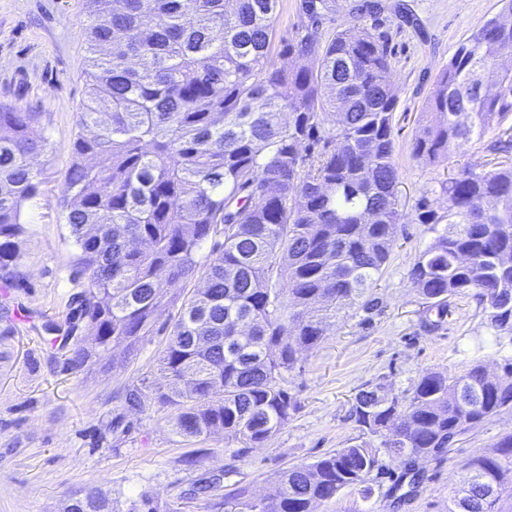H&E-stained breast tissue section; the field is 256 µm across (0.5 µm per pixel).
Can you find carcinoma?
Masks as SVG:
<instances>
[{
  "instance_id": "1",
  "label": "carcinoma",
  "mask_w": 512,
  "mask_h": 512,
  "mask_svg": "<svg viewBox=\"0 0 512 512\" xmlns=\"http://www.w3.org/2000/svg\"><path fill=\"white\" fill-rule=\"evenodd\" d=\"M86 98L63 190L82 286L72 319L90 345L70 348L73 369L104 360L122 368L156 314L176 309L155 394L185 440L222 434L253 448L288 422L296 400L283 385L298 354L324 339L336 312L371 310L368 295L404 218L394 120L398 102L388 37L356 25L325 38L313 27L279 41V0H86ZM512 0L462 42L427 96L415 157L432 164L512 118ZM492 70L478 93L471 79ZM39 113L0 105V268L19 257L24 209L39 193L32 160L44 149ZM445 211L423 195L422 224H447L420 252L410 279L435 331L448 298L473 293L486 322L512 339V166L464 167L441 184ZM221 234L202 258L209 238ZM203 280L178 292L171 287ZM360 391L359 435L312 463L281 472L255 500L240 489L229 512H314L344 488L362 498L394 462L412 473L486 418L512 408V357L501 371L479 360L461 374L425 370L381 403ZM493 455L462 466L484 482L448 512H498L512 489V432ZM61 512H117L92 488L70 492Z\"/></svg>"
}]
</instances>
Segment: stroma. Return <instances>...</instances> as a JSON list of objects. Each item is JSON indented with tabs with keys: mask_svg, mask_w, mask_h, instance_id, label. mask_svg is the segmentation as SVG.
I'll return each instance as SVG.
<instances>
[{
	"mask_svg": "<svg viewBox=\"0 0 512 512\" xmlns=\"http://www.w3.org/2000/svg\"><path fill=\"white\" fill-rule=\"evenodd\" d=\"M499 0H335L318 23L330 35L359 23L388 32L394 80L398 195L406 218L389 263L371 294L375 309L337 313L325 339L300 352L285 376L297 402L287 424L263 445L240 449L214 436L189 442L167 423L168 409L152 393L167 381L158 366L175 311L158 312V334L145 337L123 369L96 364L71 369L63 339L46 332L64 323L78 287L70 277L77 249L63 218L62 192L81 128L85 99V0H0V105L40 115L45 148L35 161L43 172L39 195L25 211L20 258L0 269V512H58L71 491L89 487L119 508L147 494L159 512H227L228 495L248 488L260 499L279 473L347 446L358 436L354 397L386 381L393 393L409 389L426 370L460 373L474 359L496 369L512 356V340L495 341L473 294L449 298L437 332L421 322L426 304L409 278L419 253L435 235L419 223L422 195L442 201V182L463 166L512 164V149L493 128L455 147L451 160L423 163L413 155L421 112L442 66L472 30L499 12ZM138 390L142 403L125 396ZM512 432V409L486 419L448 452L421 460L419 493L401 503L381 479L370 500L357 490L315 505V512H448L462 466Z\"/></svg>",
	"mask_w": 512,
	"mask_h": 512,
	"instance_id": "35a3bbf8",
	"label": "stroma"
}]
</instances>
